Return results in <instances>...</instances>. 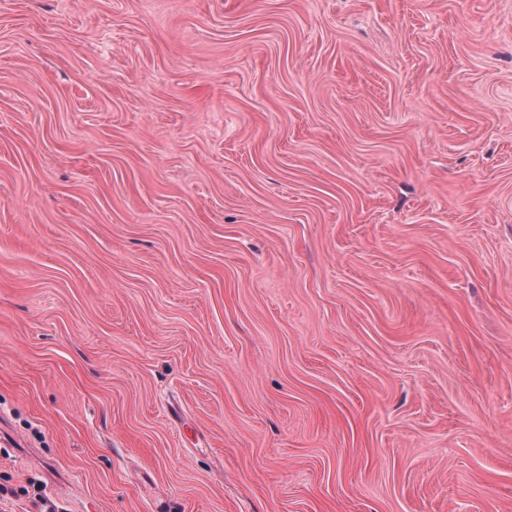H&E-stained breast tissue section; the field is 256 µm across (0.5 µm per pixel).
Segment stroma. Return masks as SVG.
<instances>
[{
  "mask_svg": "<svg viewBox=\"0 0 512 512\" xmlns=\"http://www.w3.org/2000/svg\"><path fill=\"white\" fill-rule=\"evenodd\" d=\"M67 512H512V0H0V483Z\"/></svg>",
  "mask_w": 512,
  "mask_h": 512,
  "instance_id": "35a3bbf8",
  "label": "stroma"
}]
</instances>
